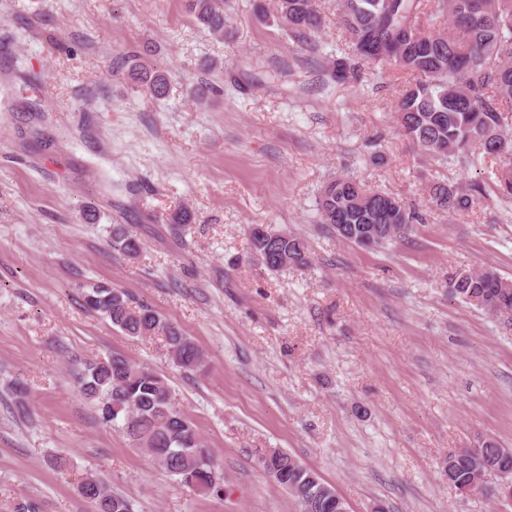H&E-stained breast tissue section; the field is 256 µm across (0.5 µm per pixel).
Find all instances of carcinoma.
Returning <instances> with one entry per match:
<instances>
[{"label": "carcinoma", "instance_id": "cac0c4a2", "mask_svg": "<svg viewBox=\"0 0 512 512\" xmlns=\"http://www.w3.org/2000/svg\"><path fill=\"white\" fill-rule=\"evenodd\" d=\"M195 23L222 38L228 22L224 0H186ZM279 20L288 38L316 51L324 17L315 0H279ZM336 28L347 49L330 63L334 81H349L355 62L393 63L411 77L397 103V124L403 134L440 165L459 162L495 165L488 186L469 188L443 183L433 187L430 200L443 211L466 210L492 190L512 201V0H336ZM318 223L336 229L346 224L358 230L377 224V238L359 234L343 241L371 249L384 248L406 237L424 215L396 197L366 189L349 177L329 181L317 199ZM251 249L269 271L309 264L304 239L269 225L248 228ZM112 249L135 256V238L116 226ZM452 295L493 315L512 312V280L488 267L455 274L448 282ZM88 308L103 313L125 335H161L174 364L186 372L206 367L203 353L178 328L154 309L136 305L123 289L96 282L86 288ZM83 394L97 401L102 421L124 433L177 483L205 496L222 497L224 477L205 448L196 425L176 406L169 384L155 371L121 354L87 364ZM512 448L495 440L448 455V481L458 490L493 472L499 461L508 464ZM262 468L280 486H288L300 512H338L336 490L313 469L281 448L259 455ZM81 493L95 512H131V505L94 476L85 477Z\"/></svg>", "mask_w": 512, "mask_h": 512}]
</instances>
